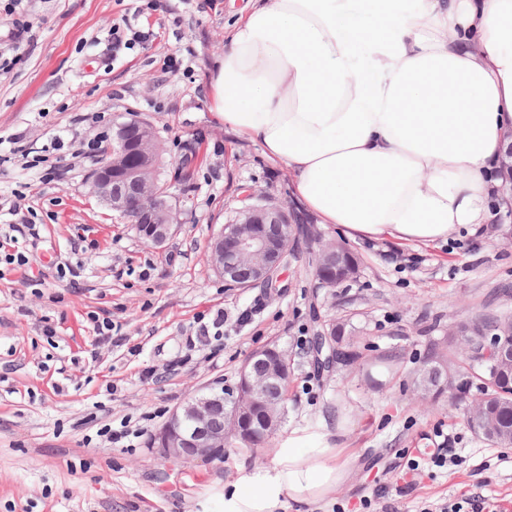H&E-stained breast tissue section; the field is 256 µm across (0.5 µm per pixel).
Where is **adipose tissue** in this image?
<instances>
[{"instance_id":"adipose-tissue-1","label":"adipose tissue","mask_w":512,"mask_h":512,"mask_svg":"<svg viewBox=\"0 0 512 512\" xmlns=\"http://www.w3.org/2000/svg\"><path fill=\"white\" fill-rule=\"evenodd\" d=\"M208 95L323 223L401 245L475 232L506 207L512 0H253ZM342 453L293 429L225 490L224 512L323 500L350 477Z\"/></svg>"}]
</instances>
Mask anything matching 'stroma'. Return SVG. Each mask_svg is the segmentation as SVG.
Masks as SVG:
<instances>
[{
	"label": "stroma",
	"instance_id": "1",
	"mask_svg": "<svg viewBox=\"0 0 512 512\" xmlns=\"http://www.w3.org/2000/svg\"><path fill=\"white\" fill-rule=\"evenodd\" d=\"M247 0H29L33 27L17 48L0 21V512H224V488L270 463L272 448L235 443L210 461L174 464L152 438L195 392L232 386L245 360L277 343L294 360L288 419L335 431L349 480L315 504L275 512H438L483 501L512 512V446L476 434L465 406L427 405L412 373L458 321L512 318V219L431 245L348 237L311 216L322 240L359 259L353 281L319 287L310 245L296 239L271 290L227 288L208 241L249 187L302 208L290 170L225 126L205 88L224 35ZM147 33L112 47V29ZM152 127L174 186L178 232L144 242L94 196L92 159L118 117ZM223 311V334L193 340ZM111 321L109 339L94 319ZM363 338L355 364L317 371L312 336L330 319ZM139 430L129 446L103 429ZM454 464L433 466L442 436Z\"/></svg>",
	"mask_w": 512,
	"mask_h": 512
}]
</instances>
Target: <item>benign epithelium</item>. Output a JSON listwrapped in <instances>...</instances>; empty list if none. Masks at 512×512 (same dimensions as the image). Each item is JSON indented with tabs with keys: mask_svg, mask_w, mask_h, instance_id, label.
<instances>
[{
	"mask_svg": "<svg viewBox=\"0 0 512 512\" xmlns=\"http://www.w3.org/2000/svg\"><path fill=\"white\" fill-rule=\"evenodd\" d=\"M154 144L155 137L147 122L115 124L111 146L92 172L91 187L93 194L131 224L147 243L160 247L172 238L176 224L172 205L156 189L152 174L157 154ZM241 202L235 220L211 238L210 262L224 282L232 286L238 285L240 268L249 263L251 277L243 281V286L269 287L288 254V244L280 246L246 225L284 224L288 221V209L267 202L251 189L242 194ZM321 249L323 259L336 267V275L343 276L346 269L341 265L336 243H325ZM326 336L327 353L316 354L315 362L321 372L331 375L336 368V343L333 332ZM482 345L484 358L497 365H512V348H497L491 340L482 341ZM267 363L269 360L260 350L246 360L239 372L243 389L229 416L240 429L244 442L257 438L249 419L254 408L263 409V431L272 426L275 400L268 393L269 381L261 371ZM222 407V388L188 398L155 434L153 444L159 455L167 460L213 459L223 455L224 430L214 425L215 412Z\"/></svg>",
	"mask_w": 512,
	"mask_h": 512,
	"instance_id": "obj_1",
	"label": "benign epithelium"
}]
</instances>
